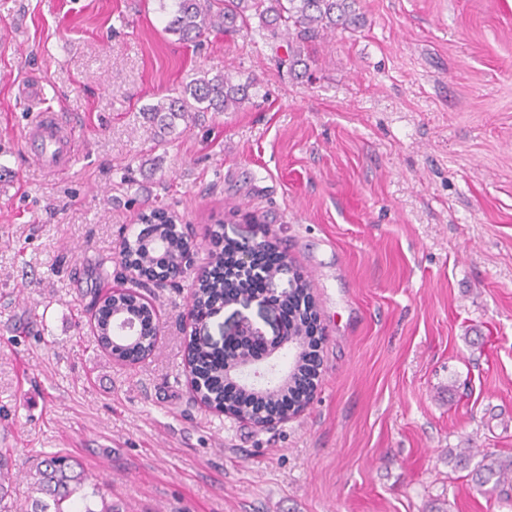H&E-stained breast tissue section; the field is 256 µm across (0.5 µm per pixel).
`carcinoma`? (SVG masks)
Returning <instances> with one entry per match:
<instances>
[{
	"label": "carcinoma",
	"mask_w": 512,
	"mask_h": 512,
	"mask_svg": "<svg viewBox=\"0 0 512 512\" xmlns=\"http://www.w3.org/2000/svg\"><path fill=\"white\" fill-rule=\"evenodd\" d=\"M161 8H170V19L165 30L183 42L194 41L211 29L235 31L247 26L253 18L259 26L274 36L279 30L295 38L296 50L292 62H301V45L320 33L336 29L359 27L362 16L358 13V0H160ZM251 83H234L228 73L209 76L205 72L182 87L176 96L147 108L157 121L159 129L170 131L175 120L185 119L191 112H236L251 99ZM166 241L164 260L172 262L184 247L183 237L176 235L167 223L159 225ZM235 266L234 254L225 252L214 256V270L201 281L193 293L194 311L201 315L212 304L224 299V289L236 287L237 279L224 275V270ZM111 311L98 310L95 331L105 349L112 346V325L108 322ZM193 363L214 373L218 384L216 395L207 399L208 406L222 407L224 400V365L221 356L207 349L189 351ZM472 479L480 489H496L512 483V459L485 455L471 471ZM84 472L75 470L71 460L53 454L33 464L29 469L27 506L24 512H112L98 488L91 494H79L86 483ZM8 461L0 457V512H13L10 497ZM100 498L95 503L93 498Z\"/></svg>",
	"instance_id": "carcinoma-1"
}]
</instances>
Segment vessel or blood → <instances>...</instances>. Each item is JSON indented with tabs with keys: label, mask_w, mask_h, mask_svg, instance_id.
Masks as SVG:
<instances>
[{
	"label": "vessel or blood",
	"mask_w": 512,
	"mask_h": 512,
	"mask_svg": "<svg viewBox=\"0 0 512 512\" xmlns=\"http://www.w3.org/2000/svg\"><path fill=\"white\" fill-rule=\"evenodd\" d=\"M77 128L63 113L46 108L32 113L22 136V148L32 164L41 169L61 172L75 155Z\"/></svg>",
	"instance_id": "1"
}]
</instances>
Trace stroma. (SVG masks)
Segmentation results:
<instances>
[{
    "instance_id": "35a3bbf8",
    "label": "stroma",
    "mask_w": 512,
    "mask_h": 512,
    "mask_svg": "<svg viewBox=\"0 0 512 512\" xmlns=\"http://www.w3.org/2000/svg\"><path fill=\"white\" fill-rule=\"evenodd\" d=\"M307 42L258 25L197 43L159 0H0V453L70 456L112 512H512L449 450L512 458V0H360ZM257 94L160 134L147 109L197 73ZM45 81L32 101L31 78ZM75 120L71 167L23 153L32 112ZM162 209L206 266L214 235L270 240L322 336L313 400L259 428L197 401L195 272L145 289L160 338L113 359L90 305L129 284L123 239ZM268 306L234 305L212 336Z\"/></svg>"
}]
</instances>
